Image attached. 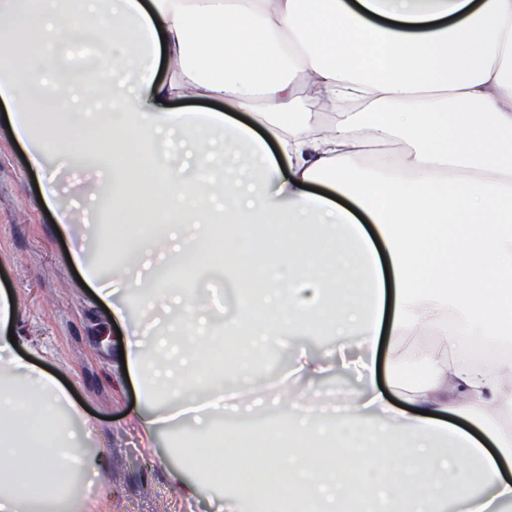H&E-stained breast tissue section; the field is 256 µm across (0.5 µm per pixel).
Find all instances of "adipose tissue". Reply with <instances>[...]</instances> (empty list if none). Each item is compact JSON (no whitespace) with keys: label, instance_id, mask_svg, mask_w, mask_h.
Masks as SVG:
<instances>
[{"label":"adipose tissue","instance_id":"1","mask_svg":"<svg viewBox=\"0 0 512 512\" xmlns=\"http://www.w3.org/2000/svg\"><path fill=\"white\" fill-rule=\"evenodd\" d=\"M75 35L98 47L82 83L61 75ZM80 100L89 153L112 146L113 247L195 268L217 245L243 290L219 336L201 331L195 289L124 282L147 312L179 318L174 362H148L147 329L128 323L59 207L48 159L70 155ZM0 102L72 265L121 326L141 395L131 422L149 444L196 426L175 450L181 500L206 483L224 512L512 503L500 424L512 360L450 356L460 336L512 344V0H0ZM163 132L201 167L223 158L222 175L160 170ZM448 224L465 230L452 252L432 251ZM15 317L0 292V512H74L66 490L96 472L76 448L91 431L73 430L81 411L54 376L11 357ZM315 334L337 342L293 352L274 390L281 417L246 447L226 420L260 398L257 355ZM336 370L361 387L336 388L329 408L311 386ZM31 426L37 444L18 443ZM440 443L460 457L432 460Z\"/></svg>","mask_w":512,"mask_h":512}]
</instances>
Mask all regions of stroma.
Returning a JSON list of instances; mask_svg holds the SVG:
<instances>
[{"instance_id":"obj_1","label":"stroma","mask_w":512,"mask_h":512,"mask_svg":"<svg viewBox=\"0 0 512 512\" xmlns=\"http://www.w3.org/2000/svg\"><path fill=\"white\" fill-rule=\"evenodd\" d=\"M22 151L0 120V285L9 286L15 298L19 354L69 390L96 432L85 449L108 454L98 475L82 481V502L89 512H219V497L208 488L198 500H179L171 477L177 462L165 443L148 452L128 426L136 393L112 363L116 330L104 304L76 279L66 257L69 244L54 234L55 218L45 213L37 176ZM53 164L77 231L87 234L92 225L111 223L97 196L109 182L108 169L88 170L67 157Z\"/></svg>"}]
</instances>
